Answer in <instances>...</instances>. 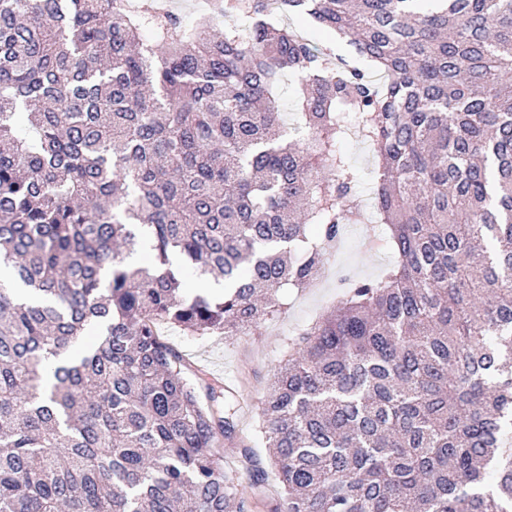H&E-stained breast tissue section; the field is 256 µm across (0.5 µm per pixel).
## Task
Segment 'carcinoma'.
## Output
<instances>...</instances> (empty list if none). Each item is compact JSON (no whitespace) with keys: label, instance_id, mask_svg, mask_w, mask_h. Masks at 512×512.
Listing matches in <instances>:
<instances>
[{"label":"carcinoma","instance_id":"carcinoma-1","mask_svg":"<svg viewBox=\"0 0 512 512\" xmlns=\"http://www.w3.org/2000/svg\"><path fill=\"white\" fill-rule=\"evenodd\" d=\"M269 2L0 0V263L36 294L0 283V512H254L240 400L156 324L235 336L315 283L368 220L341 112L394 260L273 370L274 512H512V0H276L352 58ZM300 78L296 73H286L281 78L278 87L281 118L287 132H293L301 123L300 115L295 107L296 88ZM343 149L350 155L353 163L360 171L361 184L356 196L352 197V206L370 204L371 191L374 183L375 150L362 143L359 138L352 137L343 144Z\"/></svg>","mask_w":512,"mask_h":512}]
</instances>
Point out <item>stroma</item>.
<instances>
[{
	"label": "stroma",
	"mask_w": 512,
	"mask_h": 512,
	"mask_svg": "<svg viewBox=\"0 0 512 512\" xmlns=\"http://www.w3.org/2000/svg\"><path fill=\"white\" fill-rule=\"evenodd\" d=\"M343 148L361 175L359 191L350 203L369 205L375 151L356 137L344 142ZM391 260L392 253L380 225L349 224L336 243L334 263L325 267L320 279L310 288L282 291L280 313L260 328L224 338L190 336L175 325L159 324L161 338L182 354L188 374L203 372L222 380L236 379L241 395L248 402L239 420V443H227L222 447L225 467L240 468L239 445L251 442L260 421V403L268 390L271 369L297 330L335 305L341 276L372 278L378 276Z\"/></svg>",
	"instance_id": "35a3bbf8"
}]
</instances>
